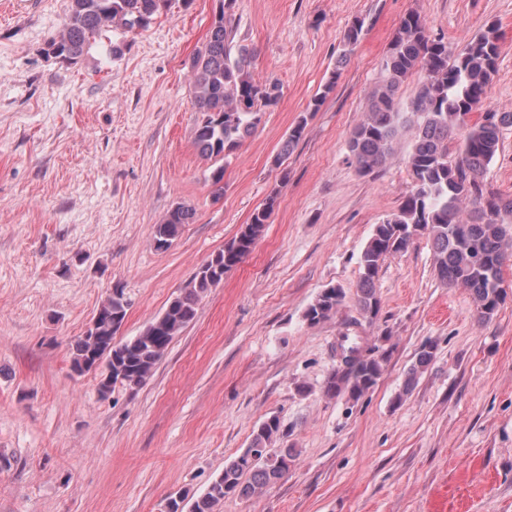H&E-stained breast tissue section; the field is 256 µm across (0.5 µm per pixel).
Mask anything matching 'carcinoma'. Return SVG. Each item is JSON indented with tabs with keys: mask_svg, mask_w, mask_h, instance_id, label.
Masks as SVG:
<instances>
[{
	"mask_svg": "<svg viewBox=\"0 0 512 512\" xmlns=\"http://www.w3.org/2000/svg\"><path fill=\"white\" fill-rule=\"evenodd\" d=\"M170 0H70L67 22L48 42L51 53L75 60L109 29L130 32L147 28ZM213 15L205 43L189 61L190 92L199 112L194 143L211 162L214 194H223L224 159L261 124L266 108L280 98V85L260 82L250 70L253 49L235 40L232 24L234 0H221ZM364 22L357 19L344 33L340 64L360 41ZM497 27L490 25L453 52L448 43L431 37L421 16L410 11L403 16L382 60L384 82L374 91L364 119L353 129L348 149L357 171L368 176L380 169L393 152V141L403 119L395 109V96L415 70L425 80L410 99V114L417 117L415 143L408 155L412 188L396 212L389 215L366 243L359 260L360 282L356 304L367 319L379 312L376 279L384 260L404 251L419 235L426 236L434 251L438 277L450 287L469 291L480 319H492L505 300L502 271L512 257V244L500 217L512 215V198L486 189L484 175L499 148L501 129L512 125V112L485 106L487 89L497 73L499 57ZM482 110L479 120L472 113ZM307 125L301 119L288 134L280 155H286L301 140ZM458 136L461 149L448 150V140ZM278 196L268 197L248 224L200 265L188 285L180 290L165 311L151 320L135 337L116 340L127 316L129 303L117 288L100 306L94 334H84L72 345L71 367L79 368L93 354L112 355V379L101 381L104 395L120 384L130 389L142 386L156 371L173 340L197 316L201 300L224 274L242 262L262 235L277 206ZM471 205L462 219L464 204ZM195 220L193 208L173 207L154 225V240L170 247L184 224ZM346 294L336 286L323 288L306 311L318 323L329 318L344 303ZM336 366L326 379L324 392L330 398L347 395L357 400L376 385L388 350L365 346L360 336L340 337ZM434 347L425 345L408 369L402 395L411 392L419 375L431 363ZM280 422L270 417L254 431L251 447L224 465L207 491L196 498L190 512H215L229 494L253 497L282 478L297 456L294 448H273Z\"/></svg>",
	"mask_w": 512,
	"mask_h": 512,
	"instance_id": "cac0c4a2",
	"label": "carcinoma"
}]
</instances>
